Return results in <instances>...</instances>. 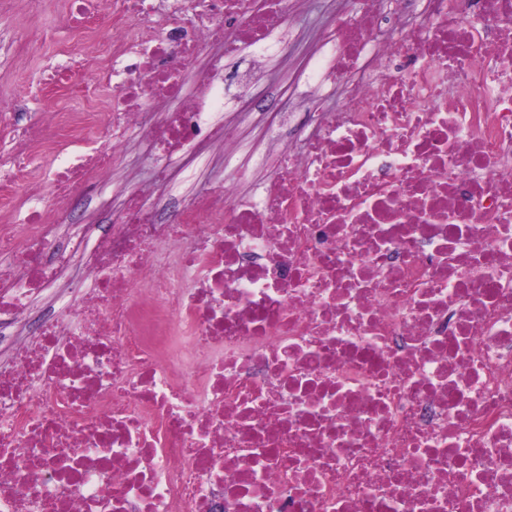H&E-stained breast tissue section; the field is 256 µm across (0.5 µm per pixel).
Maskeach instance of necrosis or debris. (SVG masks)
Returning <instances> with one entry per match:
<instances>
[{
    "mask_svg": "<svg viewBox=\"0 0 512 512\" xmlns=\"http://www.w3.org/2000/svg\"><path fill=\"white\" fill-rule=\"evenodd\" d=\"M296 3L112 0L91 152L0 225V512H512V0H352L312 131L171 223L126 187L112 233L54 221L137 137L173 194L236 144L199 52L263 61ZM0 124L2 207L40 124Z\"/></svg>",
    "mask_w": 512,
    "mask_h": 512,
    "instance_id": "obj_1",
    "label": "necrosis or debris"
}]
</instances>
